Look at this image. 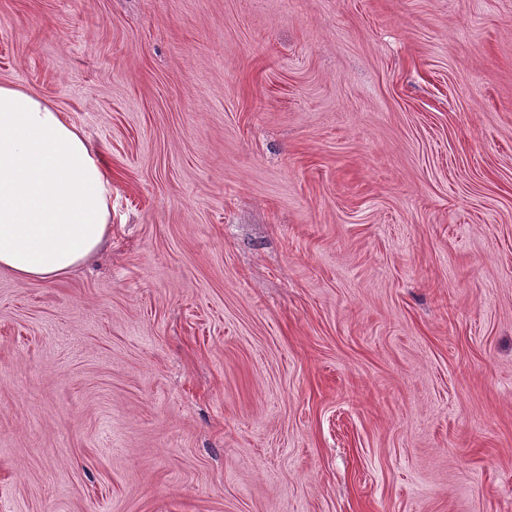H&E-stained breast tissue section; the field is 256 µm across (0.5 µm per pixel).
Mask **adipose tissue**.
Listing matches in <instances>:
<instances>
[{"label": "adipose tissue", "instance_id": "1", "mask_svg": "<svg viewBox=\"0 0 512 512\" xmlns=\"http://www.w3.org/2000/svg\"><path fill=\"white\" fill-rule=\"evenodd\" d=\"M111 225V181L83 132L50 102L0 84V270L65 277Z\"/></svg>", "mask_w": 512, "mask_h": 512}]
</instances>
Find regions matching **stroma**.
<instances>
[{"label":"stroma","instance_id":"obj_1","mask_svg":"<svg viewBox=\"0 0 512 512\" xmlns=\"http://www.w3.org/2000/svg\"><path fill=\"white\" fill-rule=\"evenodd\" d=\"M112 182L0 271V512H512V0H0Z\"/></svg>","mask_w":512,"mask_h":512}]
</instances>
